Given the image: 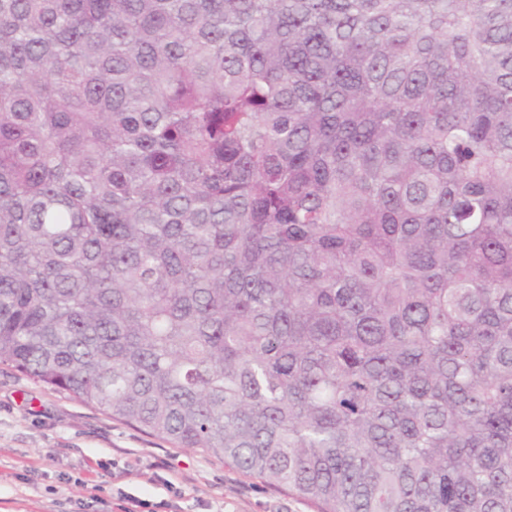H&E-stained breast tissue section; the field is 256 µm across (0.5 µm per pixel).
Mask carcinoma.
<instances>
[{
  "mask_svg": "<svg viewBox=\"0 0 512 512\" xmlns=\"http://www.w3.org/2000/svg\"><path fill=\"white\" fill-rule=\"evenodd\" d=\"M0 363L320 512H512V0H0Z\"/></svg>",
  "mask_w": 512,
  "mask_h": 512,
  "instance_id": "1",
  "label": "carcinoma"
}]
</instances>
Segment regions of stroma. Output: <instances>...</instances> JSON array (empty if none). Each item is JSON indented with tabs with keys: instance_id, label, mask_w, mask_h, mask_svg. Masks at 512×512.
<instances>
[{
	"instance_id": "obj_1",
	"label": "stroma",
	"mask_w": 512,
	"mask_h": 512,
	"mask_svg": "<svg viewBox=\"0 0 512 512\" xmlns=\"http://www.w3.org/2000/svg\"><path fill=\"white\" fill-rule=\"evenodd\" d=\"M0 512H318L0 364Z\"/></svg>"
}]
</instances>
